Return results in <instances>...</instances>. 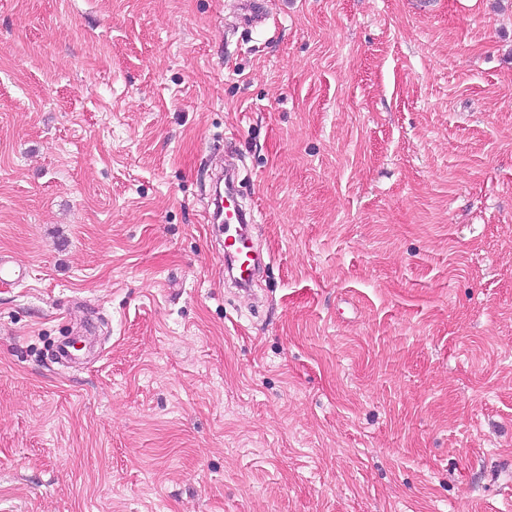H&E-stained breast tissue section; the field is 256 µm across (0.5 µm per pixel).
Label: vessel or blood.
I'll use <instances>...</instances> for the list:
<instances>
[{"mask_svg":"<svg viewBox=\"0 0 512 512\" xmlns=\"http://www.w3.org/2000/svg\"><path fill=\"white\" fill-rule=\"evenodd\" d=\"M205 223L219 226L224 237V256L235 265V287L250 290L261 265L250 233L254 221L252 208L241 205L237 198H229L221 210H210Z\"/></svg>","mask_w":512,"mask_h":512,"instance_id":"vessel-or-blood-1","label":"vessel or blood"}]
</instances>
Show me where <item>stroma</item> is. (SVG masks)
<instances>
[{
	"mask_svg": "<svg viewBox=\"0 0 512 512\" xmlns=\"http://www.w3.org/2000/svg\"><path fill=\"white\" fill-rule=\"evenodd\" d=\"M236 8L0 0V512H512V0ZM221 208L222 211L219 213L217 206L209 210L204 217V222L212 224L208 227L217 228L224 235V266L225 264L227 266V259L234 262L233 283L235 287L247 291L253 285L261 265L260 256L254 249L250 233L254 211L246 205H241L236 194L229 198L226 204L222 203Z\"/></svg>",
	"mask_w": 512,
	"mask_h": 512,
	"instance_id": "35a3bbf8",
	"label": "stroma"
}]
</instances>
